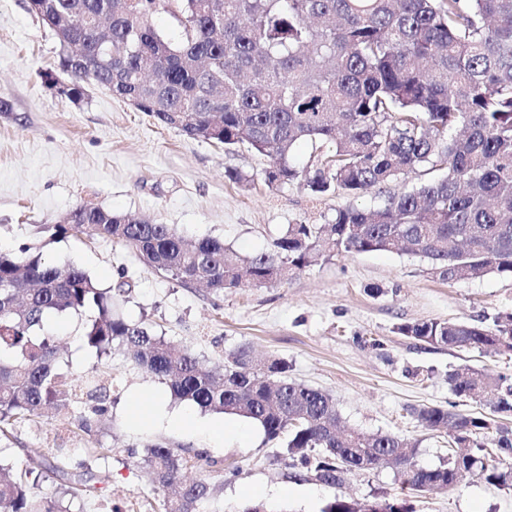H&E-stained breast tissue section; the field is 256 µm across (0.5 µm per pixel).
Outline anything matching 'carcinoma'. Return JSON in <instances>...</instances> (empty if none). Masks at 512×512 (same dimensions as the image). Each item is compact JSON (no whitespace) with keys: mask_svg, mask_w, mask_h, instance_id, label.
I'll use <instances>...</instances> for the list:
<instances>
[{"mask_svg":"<svg viewBox=\"0 0 512 512\" xmlns=\"http://www.w3.org/2000/svg\"><path fill=\"white\" fill-rule=\"evenodd\" d=\"M178 37L156 30L159 10ZM51 36L74 34L59 67L73 71L70 99L93 84L139 102L158 123L194 139L246 147L269 158L265 181L299 178L290 156L302 143L330 145L304 175L315 194L356 196L411 173L443 174L387 197L383 206L340 207L325 224H290L268 253L241 256L216 239L185 242L167 224L80 205L44 230L111 241L182 285L213 294L280 283L339 254L406 250L444 281L488 273L512 277V0H40L35 12ZM0 432L76 393L62 369L51 314L94 312L82 336L96 357L122 349L171 396L258 424L269 441L336 486L348 471L411 460L402 484L417 492L452 490L480 472L512 487V432L485 414L440 406L417 410L430 431L448 429V460L412 463L418 441L395 433L339 428L331 396L288 381V362L252 364L244 349L204 370L189 350L112 313V289L83 269L41 255L0 252ZM397 333L432 348L512 354V313L489 328L469 322L403 323ZM456 396L496 397L512 412V378L470 368L448 375ZM88 434L102 423L110 387L84 391ZM180 448L146 445L141 464L164 487H179L164 512H199L213 494L205 480L182 482ZM66 463L36 470L0 458V512H72L92 492L93 474ZM67 479L52 495L33 489ZM363 502L331 497L322 512H363Z\"/></svg>","mask_w":512,"mask_h":512,"instance_id":"1","label":"carcinoma"}]
</instances>
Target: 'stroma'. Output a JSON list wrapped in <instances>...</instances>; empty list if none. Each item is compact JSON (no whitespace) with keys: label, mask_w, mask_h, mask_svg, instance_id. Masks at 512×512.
Here are the masks:
<instances>
[{"label":"stroma","mask_w":512,"mask_h":512,"mask_svg":"<svg viewBox=\"0 0 512 512\" xmlns=\"http://www.w3.org/2000/svg\"><path fill=\"white\" fill-rule=\"evenodd\" d=\"M59 53L25 0H0V100L12 106L0 112V251L26 248L52 264L79 266L103 288L126 280L130 290L113 295L115 313L188 348L201 365H217L242 347L258 359L283 358L290 381L332 396L344 426L418 439V466L445 463L447 432L425 430L416 409L453 405L466 413H491V400L454 395L448 373L471 366L512 377V357L427 348L394 328L429 319L492 325L498 313L512 312V279L489 273L448 282L409 254L353 253L320 260L280 284L215 295L176 283L123 245L50 237L40 225L90 205L145 215L186 239L216 238L249 255L271 250L287 225L322 224L338 207L373 209L385 199L376 189L350 198L315 197L297 181L271 187L264 181L266 157L162 126L95 85L78 101L60 96L42 79L58 71ZM230 169L248 175L250 184L230 182ZM88 320L85 314L53 315L44 331L59 338L72 384L111 381L99 431L89 436L70 428L85 409L76 403L68 413L48 412L17 424L0 441L5 455L19 460L24 449L38 448L52 463L63 457L83 461L87 449L109 448L108 459L90 461L108 480L85 499L83 512H163L172 492L155 485L139 463L145 445L157 442L190 457L207 452L209 463L184 472L185 480L206 478L216 486L199 512H241L258 500L285 512H321L337 493L360 501L403 499L413 512H512V489L477 476L454 490L418 494L402 485L395 467L381 466L345 473L339 486L328 487L293 463L282 444L267 441L256 423L169 399L167 386L126 361L121 349L97 359L82 345ZM154 394L164 396L167 412L219 419L226 427L223 441L150 417L132 420L131 399ZM290 486L308 488L312 499L284 495Z\"/></svg>","instance_id":"obj_1"}]
</instances>
